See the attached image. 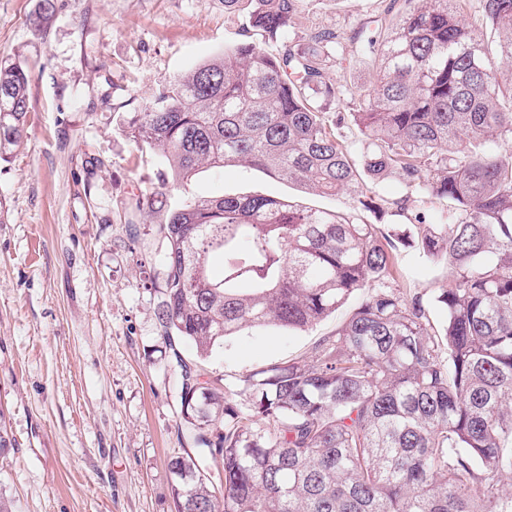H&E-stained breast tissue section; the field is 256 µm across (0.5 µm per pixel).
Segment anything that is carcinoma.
<instances>
[{"mask_svg":"<svg viewBox=\"0 0 512 512\" xmlns=\"http://www.w3.org/2000/svg\"><path fill=\"white\" fill-rule=\"evenodd\" d=\"M403 0L350 42L291 32L303 0H224L246 39L164 87L123 129L173 183L199 167L259 168L322 194L397 173L446 204L420 236L259 195L198 199L160 231L158 320L193 447L168 461L175 512H512V0ZM357 55L364 89L329 69ZM28 67L0 59V157L22 142ZM347 96L345 113L329 114ZM355 209L382 212L361 188ZM453 279L427 306L393 276L399 246ZM224 260L211 276L209 253ZM366 296L311 359L245 377L226 398L182 358L246 327L303 330ZM221 462L212 475L209 465Z\"/></svg>","mask_w":512,"mask_h":512,"instance_id":"carcinoma-1","label":"carcinoma"}]
</instances>
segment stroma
Returning a JSON list of instances; mask_svg holds the SVG:
<instances>
[{
    "instance_id": "35a3bbf8",
    "label": "stroma",
    "mask_w": 512,
    "mask_h": 512,
    "mask_svg": "<svg viewBox=\"0 0 512 512\" xmlns=\"http://www.w3.org/2000/svg\"><path fill=\"white\" fill-rule=\"evenodd\" d=\"M392 0H305L296 26L352 36ZM41 0H0V57L30 67L29 123L0 158V422L12 449L0 456V497L12 512H175L167 463L178 436V380L158 322L164 213L198 196L261 195L351 213L350 194L318 195L265 171L202 168L162 190L167 170L122 131L163 86L243 39L223 0H56L42 35ZM387 201L408 196L407 219L444 224L433 197L405 192L399 175L373 185ZM405 296L430 300L452 273L418 249L400 251ZM359 301L306 330L246 329L205 360L181 345L205 378L236 390L250 373L310 357Z\"/></svg>"
}]
</instances>
